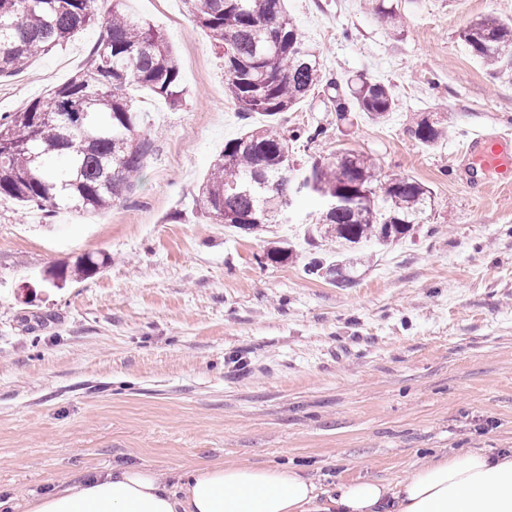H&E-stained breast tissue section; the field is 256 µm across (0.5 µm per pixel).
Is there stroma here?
Instances as JSON below:
<instances>
[{"label":"stroma","mask_w":512,"mask_h":512,"mask_svg":"<svg viewBox=\"0 0 512 512\" xmlns=\"http://www.w3.org/2000/svg\"><path fill=\"white\" fill-rule=\"evenodd\" d=\"M125 9L165 34L185 95L173 108L137 92L152 154L107 214L0 202V512L118 466L258 464L330 490L395 483L460 449L511 452L512 194L453 145L481 128L512 156V77L490 75L459 37L476 18L512 19V0H287L326 75L366 76L395 100L386 122L343 123L326 96L306 98L288 128L327 134L292 142L295 167L362 154L434 197L426 223L349 288L304 274V240L268 261L286 228L206 218L198 188L216 152L263 118L228 96L222 55L182 0ZM100 33L1 79L0 113L66 82ZM424 118L448 128L431 149L408 133ZM98 253L111 262L88 278L39 279Z\"/></svg>","instance_id":"obj_1"}]
</instances>
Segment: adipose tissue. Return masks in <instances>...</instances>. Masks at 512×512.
<instances>
[{
  "label": "adipose tissue",
  "mask_w": 512,
  "mask_h": 512,
  "mask_svg": "<svg viewBox=\"0 0 512 512\" xmlns=\"http://www.w3.org/2000/svg\"><path fill=\"white\" fill-rule=\"evenodd\" d=\"M27 512H512V453L458 451L395 484L357 479L331 491L294 469L205 462L183 482L118 467L60 483Z\"/></svg>",
  "instance_id": "adipose-tissue-1"
}]
</instances>
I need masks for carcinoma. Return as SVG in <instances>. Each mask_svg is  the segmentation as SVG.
Listing matches in <instances>:
<instances>
[{"mask_svg": "<svg viewBox=\"0 0 512 512\" xmlns=\"http://www.w3.org/2000/svg\"><path fill=\"white\" fill-rule=\"evenodd\" d=\"M125 0L112 12L87 66L40 99L0 114V200L24 208L104 214L133 190L151 152L140 128L131 90L146 89L178 106L184 96L180 68L164 35L129 15ZM196 27L224 55L225 88L245 115L272 121L253 125L224 143L203 180L198 204L214 224L253 232L292 221V202L305 192L318 202L315 234L338 244L336 260L314 257L307 274L340 286L356 282L369 257L364 246L389 247L424 223L431 192L419 181L381 180L368 157L341 153L298 176L284 162L288 135L277 118L312 93L333 90L340 120L362 112L380 123L395 101L382 83L367 78L346 91L324 79L321 50L287 13L285 0H183ZM95 0H0V77L24 71L38 57L97 24ZM492 69L512 64V24L471 21L459 33ZM412 137L434 147L443 136L437 121L421 119ZM109 257L87 254L71 266L45 271L49 288L81 280Z\"/></svg>", "mask_w": 512, "mask_h": 512, "instance_id": "cac0c4a2", "label": "carcinoma"}]
</instances>
